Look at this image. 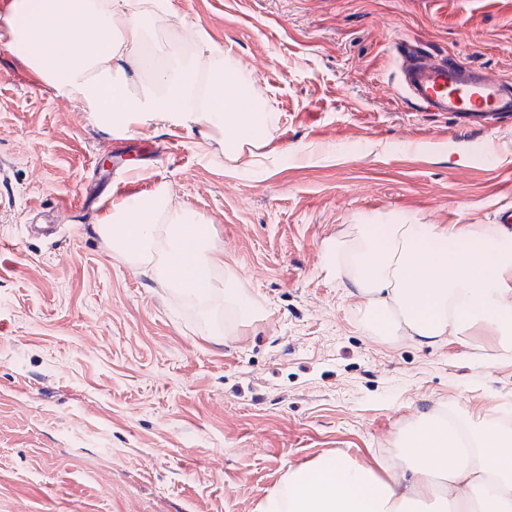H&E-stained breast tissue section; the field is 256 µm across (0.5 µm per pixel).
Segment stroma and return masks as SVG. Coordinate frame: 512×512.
Instances as JSON below:
<instances>
[{"mask_svg": "<svg viewBox=\"0 0 512 512\" xmlns=\"http://www.w3.org/2000/svg\"><path fill=\"white\" fill-rule=\"evenodd\" d=\"M242 67L274 109L262 160L221 161L198 127L108 133L0 42V512H261L289 470L373 467L419 414L512 412V354L478 332L377 342L321 264L326 242L400 218L484 228L512 207V126L411 107L393 42L512 83V0H157ZM141 167L213 224L263 305L206 324L96 232L101 160ZM56 224V237L33 232Z\"/></svg>", "mask_w": 512, "mask_h": 512, "instance_id": "stroma-1", "label": "stroma"}]
</instances>
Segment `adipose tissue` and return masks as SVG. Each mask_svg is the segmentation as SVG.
Wrapping results in <instances>:
<instances>
[{"label":"adipose tissue","mask_w":512,"mask_h":512,"mask_svg":"<svg viewBox=\"0 0 512 512\" xmlns=\"http://www.w3.org/2000/svg\"><path fill=\"white\" fill-rule=\"evenodd\" d=\"M166 24L153 0H13L5 36L105 131L193 124L231 161L271 141L276 126L250 101L239 63L201 36L187 46L159 41ZM96 231L114 259L150 269L213 319V336L262 320L213 226L166 184L114 206ZM321 262L349 283L362 327L379 342L436 347L485 329L492 356L512 353V238L496 228L360 224ZM391 453L401 467L382 475L341 456L289 470L264 512H512V426L500 419L424 413L397 432Z\"/></svg>","instance_id":"adipose-tissue-1"}]
</instances>
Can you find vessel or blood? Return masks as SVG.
Returning a JSON list of instances; mask_svg holds the SVG:
<instances>
[{
	"mask_svg": "<svg viewBox=\"0 0 512 512\" xmlns=\"http://www.w3.org/2000/svg\"><path fill=\"white\" fill-rule=\"evenodd\" d=\"M392 52L400 63L398 83L413 106L455 114L471 126L482 125L489 115L501 124L512 122V85L451 57L429 59L415 41L395 42Z\"/></svg>",
	"mask_w": 512,
	"mask_h": 512,
	"instance_id": "vessel-or-blood-1",
	"label": "vessel or blood"
}]
</instances>
